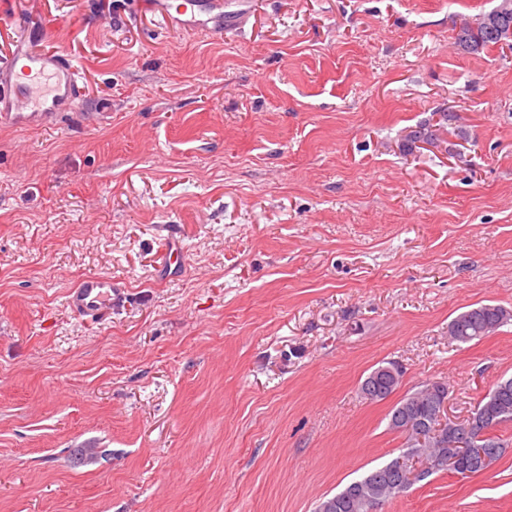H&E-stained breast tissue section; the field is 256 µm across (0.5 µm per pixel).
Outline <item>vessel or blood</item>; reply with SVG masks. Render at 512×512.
<instances>
[{
    "label": "vessel or blood",
    "instance_id": "b4317fda",
    "mask_svg": "<svg viewBox=\"0 0 512 512\" xmlns=\"http://www.w3.org/2000/svg\"><path fill=\"white\" fill-rule=\"evenodd\" d=\"M163 16L183 27L214 30L224 18L223 0H188L176 10L163 9ZM82 76L75 58L38 46L31 28L18 26L14 50L0 67V120L18 127H46L61 113L76 107L82 95ZM122 295L111 277H84L67 296L68 307L83 317L94 318L111 310Z\"/></svg>",
    "mask_w": 512,
    "mask_h": 512
}]
</instances>
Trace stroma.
Segmentation results:
<instances>
[{
	"label": "stroma",
	"instance_id": "obj_1",
	"mask_svg": "<svg viewBox=\"0 0 512 512\" xmlns=\"http://www.w3.org/2000/svg\"><path fill=\"white\" fill-rule=\"evenodd\" d=\"M498 4L243 0L212 33L160 0H0V62L32 20L85 82L58 125L0 123V512H316L403 452L404 396L447 382L462 419L512 377V322L448 335L512 310V45L454 40ZM90 274L125 295L93 320L65 304ZM494 434L487 470L382 512H512ZM512 321V311L491 304L472 307L454 317L448 324L452 341L467 344L495 333ZM382 367H385V366L376 368L361 383V386H360L361 394L363 391H365L366 388H373V390L375 391V394L371 399H368L367 397L363 396L364 399L370 400V401L384 400L387 398L388 395H391L400 385L403 373H402L401 377H400V373H399L398 378L396 380H391L385 376L375 379V374Z\"/></svg>",
	"mask_w": 512,
	"mask_h": 512
}]
</instances>
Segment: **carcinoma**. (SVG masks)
<instances>
[{"instance_id": "cac0c4a2", "label": "carcinoma", "mask_w": 512, "mask_h": 512, "mask_svg": "<svg viewBox=\"0 0 512 512\" xmlns=\"http://www.w3.org/2000/svg\"><path fill=\"white\" fill-rule=\"evenodd\" d=\"M512 32V8L500 14L496 26L479 27L475 30L461 28L456 34V44L464 50L478 51L489 46L505 44L509 41L508 33ZM512 321V311L498 305L484 304L472 307L454 317L448 323V335L454 342L467 344L480 340L495 333L499 328ZM401 379L391 380L387 377H375L370 373L361 383L360 391L371 388L375 391L372 400L380 401L392 394L400 385ZM429 384L413 394L400 400L393 408L389 428L405 436L406 451L403 457L417 458L420 461L432 462L433 458L443 453L448 457L458 458L460 469L469 474H478L486 465L477 460L460 456L455 448H437L425 442L419 443L406 429L407 421L432 422L436 415L437 405L441 397L448 395V383L440 382L433 393L426 394ZM474 418L486 420L492 426L512 423V388L492 391L483 396L472 410ZM402 475L398 469V460L369 470L362 478L350 483L341 492L330 497L319 505L318 512H370L371 508L384 504L386 501L402 493L399 484Z\"/></svg>"}]
</instances>
